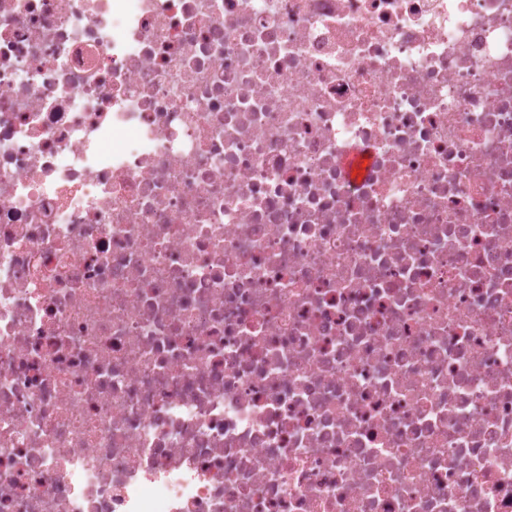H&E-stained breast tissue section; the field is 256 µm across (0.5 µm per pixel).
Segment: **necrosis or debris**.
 Segmentation results:
<instances>
[{
    "label": "necrosis or debris",
    "instance_id": "4bbe7bcc",
    "mask_svg": "<svg viewBox=\"0 0 512 512\" xmlns=\"http://www.w3.org/2000/svg\"><path fill=\"white\" fill-rule=\"evenodd\" d=\"M0 512H512V0H0Z\"/></svg>",
    "mask_w": 512,
    "mask_h": 512
}]
</instances>
